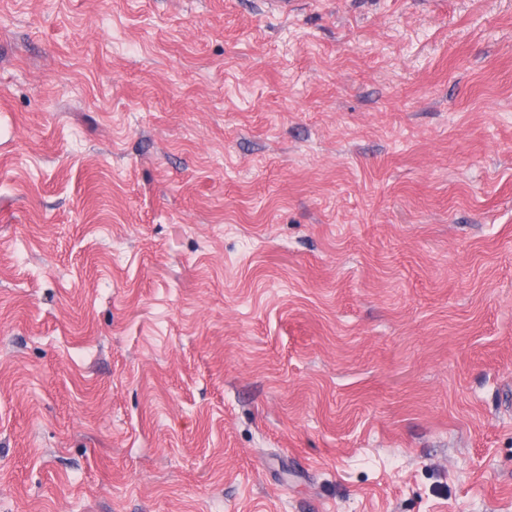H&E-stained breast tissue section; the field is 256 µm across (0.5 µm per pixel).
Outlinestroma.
Returning a JSON list of instances; mask_svg holds the SVG:
<instances>
[{
  "label": "stroma",
  "instance_id": "1",
  "mask_svg": "<svg viewBox=\"0 0 512 512\" xmlns=\"http://www.w3.org/2000/svg\"><path fill=\"white\" fill-rule=\"evenodd\" d=\"M0 512H512V0H0Z\"/></svg>",
  "mask_w": 512,
  "mask_h": 512
}]
</instances>
